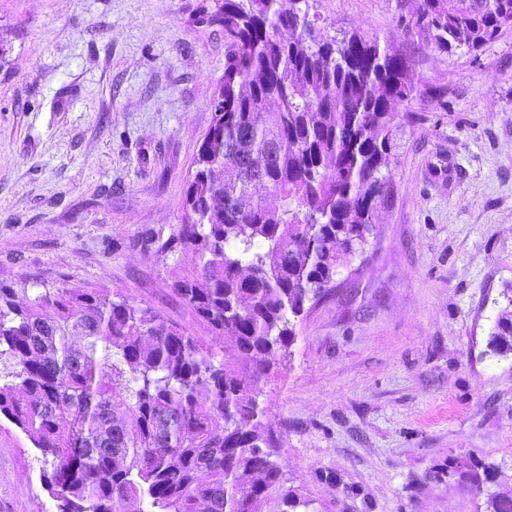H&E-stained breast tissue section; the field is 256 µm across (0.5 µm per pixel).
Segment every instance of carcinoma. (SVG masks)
I'll use <instances>...</instances> for the list:
<instances>
[{"label": "carcinoma", "instance_id": "cac0c4a2", "mask_svg": "<svg viewBox=\"0 0 512 512\" xmlns=\"http://www.w3.org/2000/svg\"><path fill=\"white\" fill-rule=\"evenodd\" d=\"M309 0H221L224 77L193 159L171 288L224 340V359L161 313L101 288L0 283V416L39 453L57 512H315L287 486L256 384L288 362L295 319L369 244L392 195L401 111L448 110L406 59L358 33L332 38ZM411 26L446 54L512 29V0H411ZM512 351V296L488 342ZM452 474L512 498L455 461Z\"/></svg>", "mask_w": 512, "mask_h": 512}]
</instances>
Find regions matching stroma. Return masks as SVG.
<instances>
[{
    "mask_svg": "<svg viewBox=\"0 0 512 512\" xmlns=\"http://www.w3.org/2000/svg\"><path fill=\"white\" fill-rule=\"evenodd\" d=\"M325 33L405 56L448 109L403 122L391 204L362 258L296 321L258 385L290 486L316 512H485L448 461L512 497V30L436 51L408 0H309ZM217 0H0V282L104 287L220 342L170 288L162 243L213 119ZM37 452L0 418V512H56ZM488 346L493 353L512 351V295L500 310L494 330L489 335Z\"/></svg>",
    "mask_w": 512,
    "mask_h": 512,
    "instance_id": "stroma-1",
    "label": "stroma"
}]
</instances>
